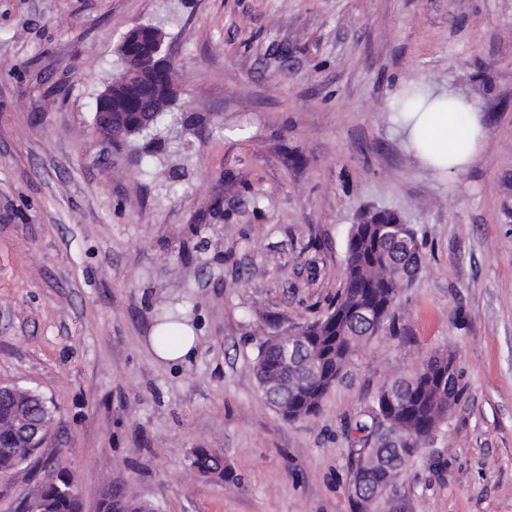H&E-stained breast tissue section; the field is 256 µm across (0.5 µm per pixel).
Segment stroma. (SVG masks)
<instances>
[{"mask_svg":"<svg viewBox=\"0 0 512 512\" xmlns=\"http://www.w3.org/2000/svg\"><path fill=\"white\" fill-rule=\"evenodd\" d=\"M149 21L179 121L105 140L115 49ZM417 82L485 116L456 181L393 120ZM367 209L415 225L422 265L319 412L284 421L257 341L340 293ZM172 308L199 346L166 365L146 342ZM438 353L463 394L374 510L512 512V0H0V380L55 405L32 465L66 469L82 512L117 486L155 512H357V417ZM194 448L223 449V481Z\"/></svg>","mask_w":512,"mask_h":512,"instance_id":"1","label":"stroma"}]
</instances>
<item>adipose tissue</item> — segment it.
Instances as JSON below:
<instances>
[{"label": "adipose tissue", "instance_id": "obj_1", "mask_svg": "<svg viewBox=\"0 0 512 512\" xmlns=\"http://www.w3.org/2000/svg\"><path fill=\"white\" fill-rule=\"evenodd\" d=\"M398 119L404 144L425 168L455 179L480 157L483 115L475 103L447 90L436 98L419 93L404 99Z\"/></svg>", "mask_w": 512, "mask_h": 512}]
</instances>
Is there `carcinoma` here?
<instances>
[{
    "label": "carcinoma",
    "mask_w": 512,
    "mask_h": 512,
    "mask_svg": "<svg viewBox=\"0 0 512 512\" xmlns=\"http://www.w3.org/2000/svg\"><path fill=\"white\" fill-rule=\"evenodd\" d=\"M152 51L150 42L136 38L130 43L126 62L143 66ZM145 80L130 91L119 78L109 81L108 104L126 113L133 128L95 125L98 132L113 140H127L143 134L135 128L138 111L152 104L160 107L176 101L175 93L167 92L159 77L144 71ZM383 223L367 224L361 220L351 225L343 267L344 286L325 313L312 321L295 326L307 340L304 357L318 370L310 379L288 367L289 339L264 337L257 345L254 372L258 387L267 403L286 421L315 414L327 392L343 375V371L358 348L376 335L393 319L401 289L413 283L408 277L411 261L422 255L421 243L413 225L397 223V216L381 212ZM452 358L434 355L420 366L389 380L376 396L369 412L371 423H357V430L366 433L360 439L356 460L371 457L376 460L396 458L397 466L406 469L424 445L417 442L401 455L387 446L389 436L397 432L436 433L448 416V404H434L438 394L463 391L461 374L441 378L448 372ZM8 405L0 417V476L13 478L25 471L24 464L39 452L37 448H21L14 427L17 421H38L50 430L56 407L30 388L12 385ZM191 466L203 475L224 480V454L214 448H194ZM35 512H82L71 476L63 469H54L37 490ZM101 512H153L151 506L136 500L118 487L101 503Z\"/></svg>",
    "instance_id": "obj_1"
}]
</instances>
